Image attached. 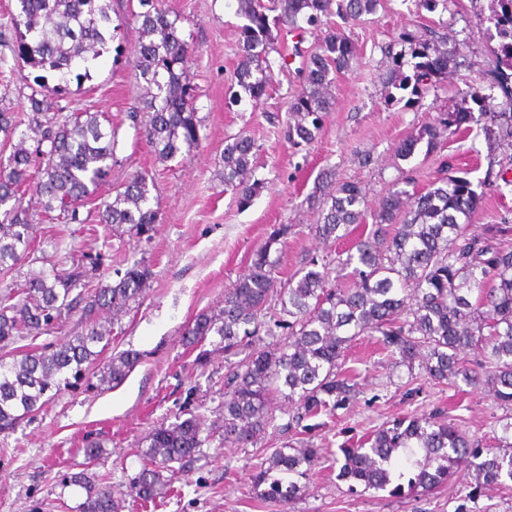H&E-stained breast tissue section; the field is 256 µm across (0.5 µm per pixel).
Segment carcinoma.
Here are the masks:
<instances>
[{
  "label": "carcinoma",
  "instance_id": "1",
  "mask_svg": "<svg viewBox=\"0 0 512 512\" xmlns=\"http://www.w3.org/2000/svg\"><path fill=\"white\" fill-rule=\"evenodd\" d=\"M25 31L13 46L15 60L56 75L45 77L26 96L29 111L19 117L0 108V133L11 143L0 160V274L19 273L20 280L0 295V345L49 331L62 316L77 310L84 330L63 337L50 350L26 351L10 362L0 359V432L13 429L26 416L40 411L46 394L71 387L111 344L112 326L143 299L152 276L143 260L115 279L103 280L85 293L79 290L87 269L76 265L65 272L53 269L20 272L21 266L46 263L35 256L34 222L44 216L59 224H85L82 209L112 168L116 130L102 112L65 111L55 97L70 77L90 78L89 63L106 51L112 38L108 0H18ZM145 10L133 14L140 40L134 68L145 82L140 107L131 112L162 162L185 159L199 147L201 122L193 107L194 88L186 62L189 44L180 37V17L158 5L139 0ZM380 0H236L242 20L233 72L241 92L233 102L259 108L268 96L273 64L288 67L278 52L283 34L320 31L315 52L298 71L299 89L289 102L291 120L283 128L293 146L312 144L320 131L322 113L333 105L338 74L349 70L356 57L354 44L331 26V17L358 21L376 13ZM406 46L391 56L395 73L389 84L417 96L423 87L442 80L448 69V37L435 28L418 26L399 33ZM278 53L274 62L270 54ZM413 59V74L401 72L405 56ZM478 85L465 98L478 106L480 116L495 124L512 125V113L489 112L487 90ZM472 108L443 114L403 139L397 156L411 159L420 146L434 149L441 140L469 127ZM26 130L19 131L21 126ZM256 146L239 134L225 141L221 154L224 186L233 190L240 208L251 206L261 182L251 180ZM33 186L40 209L26 199ZM323 193L306 202L318 213L314 226L323 243H334L366 224L367 201L356 182L321 177ZM153 178L135 172L94 208L97 223L126 227L138 241H150L161 222ZM480 194L473 183L450 175L426 192L410 195L394 183L373 214L367 237L355 240L336 268L312 259L289 279L277 278L279 257L272 248L288 236L283 224L254 251L248 272L224 292L220 306L198 314L184 332L185 346L197 348L211 337L215 350L243 355L230 364L224 380V443L246 446L256 442L275 420L272 395L278 393L296 406L295 421L305 416L335 414L355 396V384L341 370L340 360L360 336L378 333L384 349L411 365L420 362L430 379L455 384L461 379L480 384L503 405L512 406V225L496 224L497 246L467 237L461 219H470ZM280 305L273 325L264 318L272 301ZM269 336L282 330L272 346L256 347L260 329ZM472 350L481 372L464 366ZM140 361L132 351L112 354L99 369L102 385L121 384ZM188 392L174 421L160 424L141 439L142 471L134 484L136 495L152 501L170 486L175 474L187 472L211 434ZM500 446L486 452L457 425L435 417H396L364 442L342 448L338 479L363 490L393 497L429 492L459 469L474 470L482 484L512 482V424L504 426ZM318 460L313 446L277 448L266 466L252 473L255 488L282 505L297 499L300 477ZM69 484L86 493L82 512H119L120 503L108 487L93 485L83 472Z\"/></svg>",
  "mask_w": 512,
  "mask_h": 512
}]
</instances>
